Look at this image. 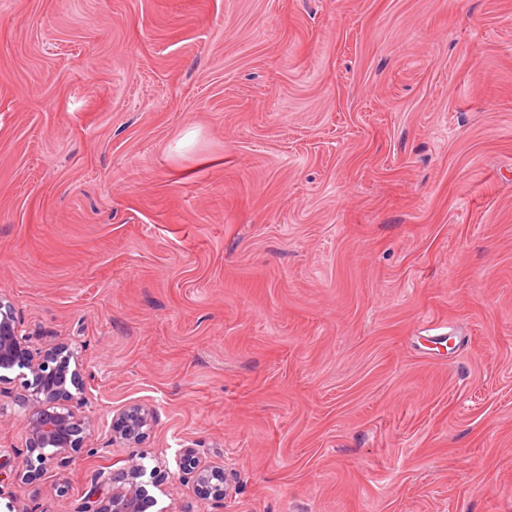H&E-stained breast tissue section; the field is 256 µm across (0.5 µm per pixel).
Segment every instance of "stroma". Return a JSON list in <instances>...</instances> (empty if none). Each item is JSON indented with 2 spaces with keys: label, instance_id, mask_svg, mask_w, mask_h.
<instances>
[{
  "label": "stroma",
  "instance_id": "1",
  "mask_svg": "<svg viewBox=\"0 0 512 512\" xmlns=\"http://www.w3.org/2000/svg\"><path fill=\"white\" fill-rule=\"evenodd\" d=\"M0 294L99 429L234 474L150 512H512V0H0ZM444 324L443 336L425 326ZM155 421L154 411L143 404H131L112 418V447L137 448Z\"/></svg>",
  "mask_w": 512,
  "mask_h": 512
}]
</instances>
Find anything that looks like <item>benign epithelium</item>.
<instances>
[{"label":"benign epithelium","instance_id":"7a95c632","mask_svg":"<svg viewBox=\"0 0 512 512\" xmlns=\"http://www.w3.org/2000/svg\"><path fill=\"white\" fill-rule=\"evenodd\" d=\"M20 370L18 401L26 425V456L15 479L32 483L48 469L63 470L72 452L82 448L98 430L97 419L80 414L84 401L82 363L71 344L60 342L35 351L29 334L23 332L12 301L0 294V381L6 371ZM155 421L154 411L131 404L112 418V446L136 448ZM163 463L152 468L138 453L128 457L117 472H98L85 501L83 512H148L155 499L148 485L160 487ZM178 480L192 483L206 498L222 501L227 496L232 474L222 464L203 463L192 449L185 450Z\"/></svg>","mask_w":512,"mask_h":512}]
</instances>
